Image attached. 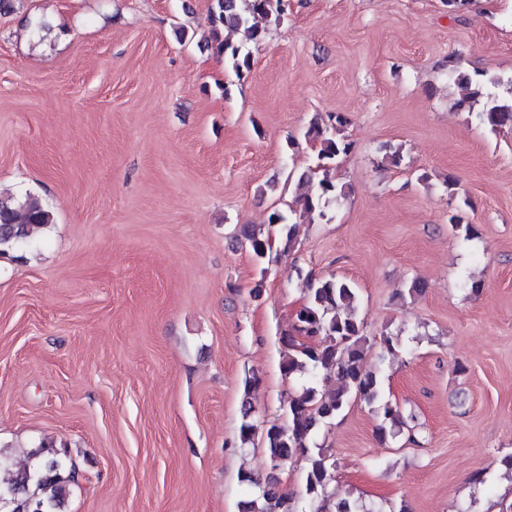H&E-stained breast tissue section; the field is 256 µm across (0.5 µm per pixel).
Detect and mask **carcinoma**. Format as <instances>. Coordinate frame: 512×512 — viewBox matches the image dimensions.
Returning <instances> with one entry per match:
<instances>
[{
    "instance_id": "obj_1",
    "label": "carcinoma",
    "mask_w": 512,
    "mask_h": 512,
    "mask_svg": "<svg viewBox=\"0 0 512 512\" xmlns=\"http://www.w3.org/2000/svg\"><path fill=\"white\" fill-rule=\"evenodd\" d=\"M287 0H211L208 23L211 41L224 55V60L238 77L251 70L250 46L262 43L266 30L255 19L261 17L275 25L287 15ZM239 35L237 42L223 37L224 31ZM459 98L455 107L471 110L479 99H485L476 113L479 122L493 131L512 130V98L502 100L485 91L482 74L455 70ZM344 118L337 114L328 120L313 119L305 137L320 143L316 169L325 170L349 151L351 144L335 136ZM298 185L306 187L299 196L301 211L274 209L268 224L278 227V241L253 230L239 229L258 263H263L274 245L287 252L295 245L297 215L308 220L324 217L325 209L345 195V186L328 178L313 180L303 174ZM52 213L41 201L27 194L21 198L0 196V256L20 252L31 246L37 235L52 223ZM297 277L307 285L306 302L296 313V335L283 336L287 352L282 371L288 378L308 379L301 391L288 394L285 413L288 425L260 428L251 402L261 378L254 373L244 380V400L241 408L239 442L243 447L262 442L273 468L281 467L295 454L307 457L305 494L311 501H327L328 487L334 479L336 461L329 449L316 443L321 425L336 418L352 401H362L383 415L390 426L380 425L381 438L396 436L403 426L398 404L387 400L379 373L368 370L363 362L369 347L364 325L357 315L358 294L354 285L342 278H313L295 269ZM334 376L339 386L330 392L317 388L318 376ZM29 462L14 466L9 463V451L0 448V512H64L72 486L76 484V469L58 457L52 443L40 442L27 453ZM244 481L253 485L254 498L246 512H298L296 501L279 493L277 485L261 481L244 473Z\"/></svg>"
}]
</instances>
